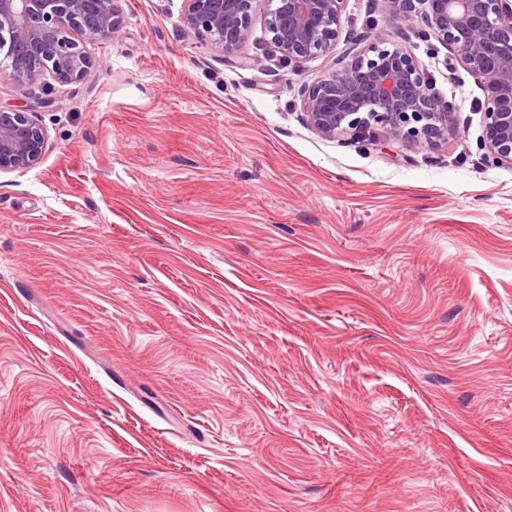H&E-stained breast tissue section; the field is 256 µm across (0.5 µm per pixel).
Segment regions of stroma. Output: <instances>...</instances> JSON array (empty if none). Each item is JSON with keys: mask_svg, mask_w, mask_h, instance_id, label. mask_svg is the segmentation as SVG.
<instances>
[{"mask_svg": "<svg viewBox=\"0 0 512 512\" xmlns=\"http://www.w3.org/2000/svg\"><path fill=\"white\" fill-rule=\"evenodd\" d=\"M35 112L0 173V512H512V166L483 94L389 0L288 62L230 53L182 0ZM406 46L456 138L341 143L303 91L363 36ZM32 113L0 107V172L24 171L40 163L47 132Z\"/></svg>", "mask_w": 512, "mask_h": 512, "instance_id": "obj_1", "label": "stroma"}]
</instances>
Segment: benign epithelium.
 <instances>
[{
	"instance_id": "1",
	"label": "benign epithelium",
	"mask_w": 512,
	"mask_h": 512,
	"mask_svg": "<svg viewBox=\"0 0 512 512\" xmlns=\"http://www.w3.org/2000/svg\"><path fill=\"white\" fill-rule=\"evenodd\" d=\"M118 0H0V75L18 85L77 82L95 66L86 45L125 28ZM346 0H183L184 28L233 51L262 10L270 40L290 62L336 49ZM407 29L422 28L476 79L488 159L512 165V0H390ZM453 99L437 94L409 49L366 38L360 53L309 86L301 99L321 137L376 136L436 147L456 136ZM47 132L21 109H0V172L40 163Z\"/></svg>"
}]
</instances>
